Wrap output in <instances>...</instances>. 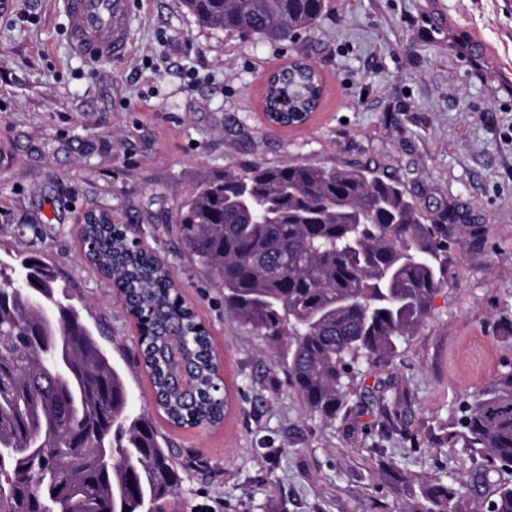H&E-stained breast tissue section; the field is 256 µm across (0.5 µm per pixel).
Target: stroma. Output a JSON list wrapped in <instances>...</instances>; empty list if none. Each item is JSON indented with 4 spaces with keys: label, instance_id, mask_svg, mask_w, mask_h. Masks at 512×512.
<instances>
[{
    "label": "stroma",
    "instance_id": "1",
    "mask_svg": "<svg viewBox=\"0 0 512 512\" xmlns=\"http://www.w3.org/2000/svg\"><path fill=\"white\" fill-rule=\"evenodd\" d=\"M132 3L130 53L95 65L70 51L57 0L0 5V262L52 265L57 296L171 451L183 512H412L446 475L470 483L456 512H487L494 486L471 484L480 460L452 428L512 365V0H324L312 29L281 42L203 25L183 0ZM293 59L315 67L323 97L305 124L274 126L267 79ZM286 162L374 171L462 227L430 317L395 357L356 364L331 424L176 232L202 177ZM90 211L164 259L207 328L222 424L178 427L156 409L137 322L84 257Z\"/></svg>",
    "mask_w": 512,
    "mask_h": 512
}]
</instances>
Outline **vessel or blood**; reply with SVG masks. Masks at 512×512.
I'll list each match as a JSON object with an SVG mask.
<instances>
[{
    "instance_id": "vessel-or-blood-1",
    "label": "vessel or blood",
    "mask_w": 512,
    "mask_h": 512,
    "mask_svg": "<svg viewBox=\"0 0 512 512\" xmlns=\"http://www.w3.org/2000/svg\"><path fill=\"white\" fill-rule=\"evenodd\" d=\"M69 43L87 62L126 57L131 46L130 0H62Z\"/></svg>"
}]
</instances>
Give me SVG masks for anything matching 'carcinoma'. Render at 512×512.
<instances>
[{
    "label": "carcinoma",
    "instance_id": "carcinoma-1",
    "mask_svg": "<svg viewBox=\"0 0 512 512\" xmlns=\"http://www.w3.org/2000/svg\"><path fill=\"white\" fill-rule=\"evenodd\" d=\"M198 21L290 39L324 0H183ZM300 63L266 87L288 115L319 102ZM457 224L425 219L400 185L359 169L284 163L202 178L181 203L183 251L224 290V309L279 350L310 414L332 423L352 395V365L392 357L448 282ZM85 257L120 290L140 329L155 404L180 427L224 419L210 336L165 264L95 214ZM39 257L0 266V512H179L180 475L152 423L134 416L120 372L80 312L55 298ZM41 303L34 305L27 292ZM465 447L498 475L489 512H512V369L459 407ZM110 449L104 459L97 448ZM468 482L422 488L413 512H453Z\"/></svg>",
    "mask_w": 512,
    "mask_h": 512
}]
</instances>
